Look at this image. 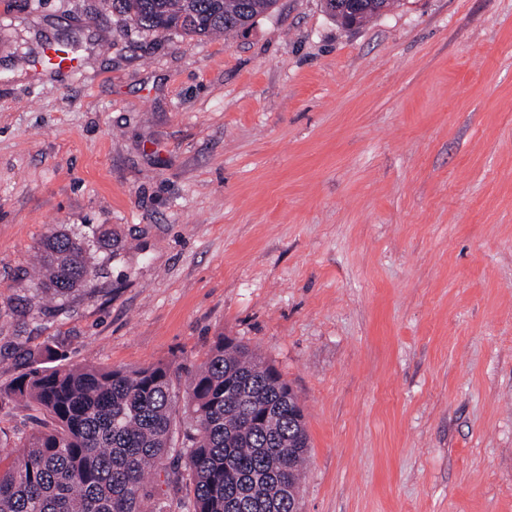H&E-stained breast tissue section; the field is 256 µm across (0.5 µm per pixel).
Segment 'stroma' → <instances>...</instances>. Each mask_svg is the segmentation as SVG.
I'll return each mask as SVG.
<instances>
[{
    "label": "stroma",
    "mask_w": 512,
    "mask_h": 512,
    "mask_svg": "<svg viewBox=\"0 0 512 512\" xmlns=\"http://www.w3.org/2000/svg\"><path fill=\"white\" fill-rule=\"evenodd\" d=\"M50 39L81 73L20 64ZM88 224L110 276L33 295ZM221 336L298 397L301 512H512V0H277L224 37L0 0V388L48 346L183 390ZM43 420L0 408V457ZM399 0H325L324 6L326 12L342 23V19L349 12H356L357 24H362L367 20L378 16L385 9H389ZM89 232L77 235L65 229L48 234L40 246V264L33 289L52 299L63 298L104 277L121 253L115 249L112 230L105 224L86 225ZM90 233L93 240H90ZM90 242L98 252H91Z\"/></svg>",
    "instance_id": "obj_1"
}]
</instances>
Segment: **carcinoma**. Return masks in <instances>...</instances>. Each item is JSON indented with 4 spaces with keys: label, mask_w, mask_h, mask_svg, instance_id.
<instances>
[{
    "label": "carcinoma",
    "mask_w": 512,
    "mask_h": 512,
    "mask_svg": "<svg viewBox=\"0 0 512 512\" xmlns=\"http://www.w3.org/2000/svg\"><path fill=\"white\" fill-rule=\"evenodd\" d=\"M277 0H104L139 28L157 33L227 34L267 13ZM399 0H324L340 22L362 24ZM65 229L40 246L35 292L66 297L107 274L120 256L112 230ZM0 389V406L27 402L50 421L0 460V512H170L167 498L144 484L149 468L176 465L165 482L185 483L186 512H292L309 452L304 413L278 372L244 345L219 337L184 396L176 372L158 363L137 369L40 367Z\"/></svg>",
    "instance_id": "cac0c4a2"
}]
</instances>
